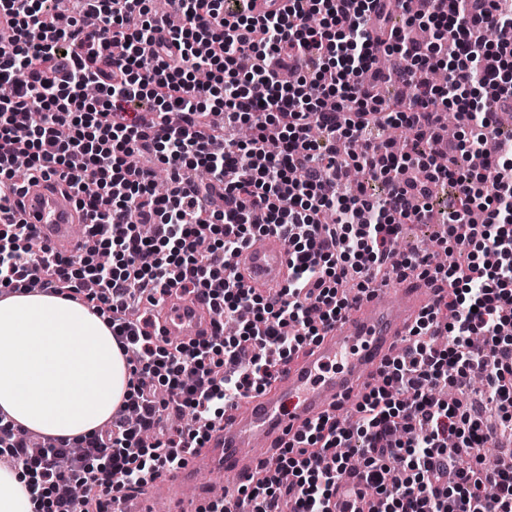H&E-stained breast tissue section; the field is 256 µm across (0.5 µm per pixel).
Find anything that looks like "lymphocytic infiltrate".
<instances>
[{
    "instance_id": "f902f5d3",
    "label": "lymphocytic infiltrate",
    "mask_w": 512,
    "mask_h": 512,
    "mask_svg": "<svg viewBox=\"0 0 512 512\" xmlns=\"http://www.w3.org/2000/svg\"><path fill=\"white\" fill-rule=\"evenodd\" d=\"M72 0H0V295L32 290L80 302L102 316L125 355L130 393L109 430L72 443L29 445L0 414V463L49 494L51 512H103L105 500L155 482L203 447L224 411L269 387L281 365L341 317L350 294L398 256L397 276L442 283L356 420L325 417L285 443L272 472L241 485L255 512H331L339 487L358 477L373 512H512V472L477 456L493 439L481 408L439 398L448 385L484 373L481 390L512 433V145L488 144L496 110L512 105V10L500 0H422L416 21L437 30L420 45L388 28L406 0H288L256 16L254 0H85L97 17L81 37ZM497 34L483 42L482 31ZM401 55L400 84L416 85L398 112L376 106L357 73L375 70L379 50ZM448 73L430 84L425 72ZM456 109L463 156L482 167L439 166L441 111ZM250 128L241 142L225 129ZM391 126L416 132L407 149L379 163ZM61 174L93 217L74 259L33 251L34 228L6 217L18 182ZM354 161L389 191L372 201L365 184L342 196L324 189ZM168 188L152 190L156 165ZM419 168L425 181L409 180ZM453 182L440 243L467 255L445 266L425 249L400 252L403 225L424 222L431 184ZM493 184L494 192L482 188ZM288 246V285L268 296L246 286L234 259L256 235ZM231 318L251 311L235 335L157 336L151 313L172 295Z\"/></svg>"
}]
</instances>
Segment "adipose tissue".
Returning <instances> with one entry per match:
<instances>
[{"label": "adipose tissue", "instance_id": "adipose-tissue-1", "mask_svg": "<svg viewBox=\"0 0 512 512\" xmlns=\"http://www.w3.org/2000/svg\"><path fill=\"white\" fill-rule=\"evenodd\" d=\"M127 363L94 310L61 295L0 298V412L23 429L62 438L96 431L129 391ZM28 475L0 467V512H43Z\"/></svg>", "mask_w": 512, "mask_h": 512}]
</instances>
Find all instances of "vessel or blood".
<instances>
[{
	"label": "vessel or blood",
	"instance_id": "b4317fda",
	"mask_svg": "<svg viewBox=\"0 0 512 512\" xmlns=\"http://www.w3.org/2000/svg\"><path fill=\"white\" fill-rule=\"evenodd\" d=\"M57 178L24 184L15 195L11 222L33 225L38 245L59 253L77 250L73 228L91 215ZM244 282L262 291L288 282V249L276 235L255 238L237 259ZM438 283L406 277L397 294L383 288L360 293L341 319L321 339L291 361L263 393L227 409L224 423L211 431L203 448L168 473L165 489L181 512H201L207 498L200 474L215 478L234 473L246 481L257 467L255 448L276 450L309 423L340 414L343 407L368 392L384 363L394 356L422 311L440 296ZM157 333L171 339H201L212 332L211 317L197 301L172 300L156 309Z\"/></svg>",
	"mask_w": 512,
	"mask_h": 512
}]
</instances>
